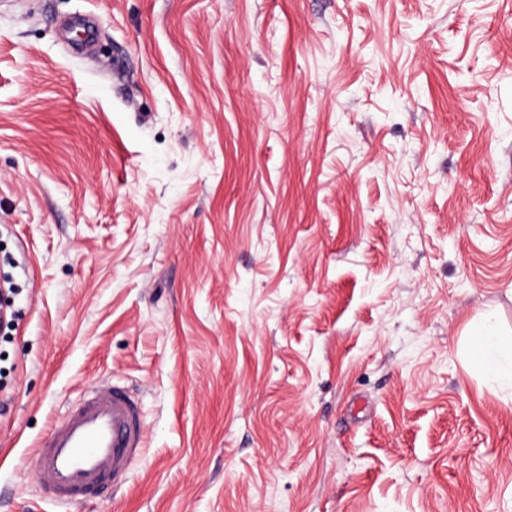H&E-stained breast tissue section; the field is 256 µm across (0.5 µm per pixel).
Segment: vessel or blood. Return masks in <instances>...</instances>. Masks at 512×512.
I'll return each mask as SVG.
<instances>
[{
	"mask_svg": "<svg viewBox=\"0 0 512 512\" xmlns=\"http://www.w3.org/2000/svg\"><path fill=\"white\" fill-rule=\"evenodd\" d=\"M142 441L137 397L103 383L91 387L50 427L30 465L46 498L95 503L140 458Z\"/></svg>",
	"mask_w": 512,
	"mask_h": 512,
	"instance_id": "1",
	"label": "vessel or blood"
}]
</instances>
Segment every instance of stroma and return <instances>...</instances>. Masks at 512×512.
Wrapping results in <instances>:
<instances>
[{
    "mask_svg": "<svg viewBox=\"0 0 512 512\" xmlns=\"http://www.w3.org/2000/svg\"><path fill=\"white\" fill-rule=\"evenodd\" d=\"M0 512H512V0H0ZM141 402L110 498L30 460ZM470 336L475 361L512 384V340L509 342L501 339L490 322L474 328ZM138 398L112 383L91 387L54 423L30 465L48 499L97 503L142 455Z\"/></svg>",
    "mask_w": 512,
    "mask_h": 512,
    "instance_id": "1",
    "label": "stroma"
}]
</instances>
